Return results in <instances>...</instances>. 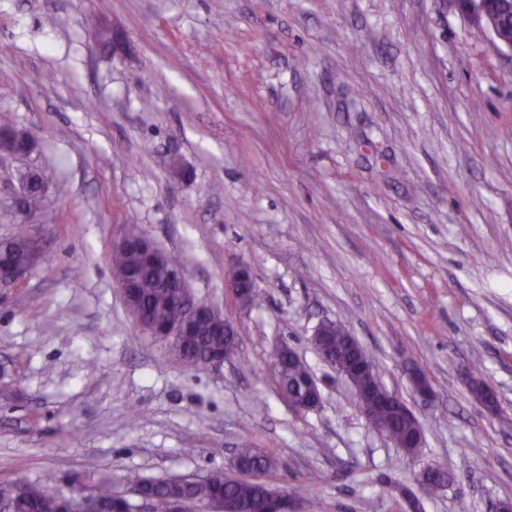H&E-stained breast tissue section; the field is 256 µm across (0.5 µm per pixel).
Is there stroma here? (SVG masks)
Listing matches in <instances>:
<instances>
[{
  "mask_svg": "<svg viewBox=\"0 0 512 512\" xmlns=\"http://www.w3.org/2000/svg\"><path fill=\"white\" fill-rule=\"evenodd\" d=\"M0 119L36 141L0 153V241L50 240L0 285V479L125 491L234 473L247 445L304 512H409L388 487L429 464L455 482L422 512L512 500V52L453 0H0ZM30 170L49 189L26 222ZM126 224L180 259L236 357L188 372L136 325L111 265ZM240 263L258 306L227 286ZM325 321L413 409L416 456L317 354ZM284 343L314 410L275 390Z\"/></svg>",
  "mask_w": 512,
  "mask_h": 512,
  "instance_id": "stroma-1",
  "label": "stroma"
}]
</instances>
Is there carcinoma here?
I'll use <instances>...</instances> for the list:
<instances>
[{
    "label": "carcinoma",
    "instance_id": "carcinoma-1",
    "mask_svg": "<svg viewBox=\"0 0 512 512\" xmlns=\"http://www.w3.org/2000/svg\"><path fill=\"white\" fill-rule=\"evenodd\" d=\"M36 239L18 234L0 242V248L9 256L23 259ZM132 272L137 280L138 288L135 303L145 312L150 321L167 324L175 322L180 317V310L174 302L175 289L171 288L166 271L141 263L135 252L130 250L112 252V273ZM320 345L327 354L336 360V364L352 371L358 365L375 366V356L364 347H351L342 331L331 329L320 337ZM171 349L179 362L190 371L207 369L214 352L224 351L229 357L236 352V338H225L223 332L217 330L207 317L202 318L195 336L191 337L184 347L170 343ZM289 346H284L280 356L274 359V378L281 397L294 402H319L320 390L308 386L310 372L302 359L288 354ZM471 392L477 401H483L490 407L498 405L497 396L489 393L491 386L480 379H471ZM367 421L375 431L384 430L399 446L405 455H415L422 443L423 437L416 422L405 412L390 406L378 407L375 414ZM236 463L246 474L244 478H234L229 481L210 480L192 481L177 484L172 479H144L135 483V491L153 502L152 512H170V498L179 496L193 502H212L224 500L235 504L236 512H265L267 498L271 485L264 481L251 478L253 474L271 471L275 462L267 453L247 446L237 449ZM16 481L0 482V502H11L13 512H69L72 501L58 489L53 477H46L41 483L30 487L31 497L19 499L14 497ZM93 504L89 512H112L118 507L122 512L133 508L130 503H124L115 498V491L108 485L93 488Z\"/></svg>",
    "mask_w": 512,
    "mask_h": 512
}]
</instances>
